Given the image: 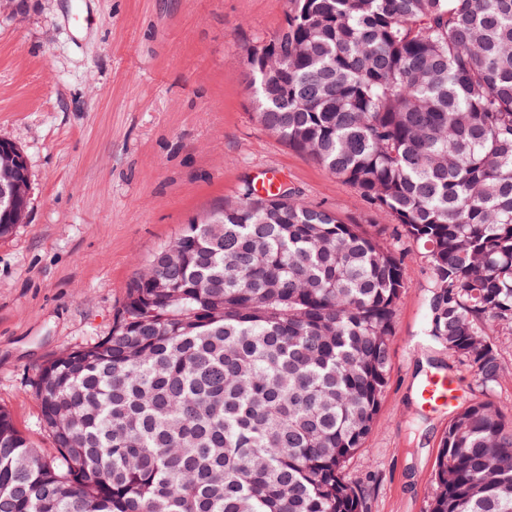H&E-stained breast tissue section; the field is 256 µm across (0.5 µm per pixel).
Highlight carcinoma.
I'll return each mask as SVG.
<instances>
[{
    "label": "carcinoma",
    "mask_w": 512,
    "mask_h": 512,
    "mask_svg": "<svg viewBox=\"0 0 512 512\" xmlns=\"http://www.w3.org/2000/svg\"><path fill=\"white\" fill-rule=\"evenodd\" d=\"M258 124L424 248L425 337L485 389L512 329V0H291ZM112 328L42 364L43 455L0 408V512H364L404 255L283 186L184 225ZM428 512H512V424L460 408Z\"/></svg>",
    "instance_id": "1"
}]
</instances>
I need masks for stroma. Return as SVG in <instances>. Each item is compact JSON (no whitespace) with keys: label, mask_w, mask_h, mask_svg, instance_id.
<instances>
[{"label":"stroma","mask_w":512,"mask_h":512,"mask_svg":"<svg viewBox=\"0 0 512 512\" xmlns=\"http://www.w3.org/2000/svg\"><path fill=\"white\" fill-rule=\"evenodd\" d=\"M290 0H11L0 12V140L28 164L27 215L0 237V407L45 454L32 383L67 348L106 335L146 257L193 216L277 176L304 203L380 232L404 254L388 385L346 468L364 512H427L451 408L427 410L429 375L457 382V406H512V331L495 330L504 373L485 392L424 337L431 270L422 247L309 155L255 119L249 49Z\"/></svg>","instance_id":"stroma-1"}]
</instances>
